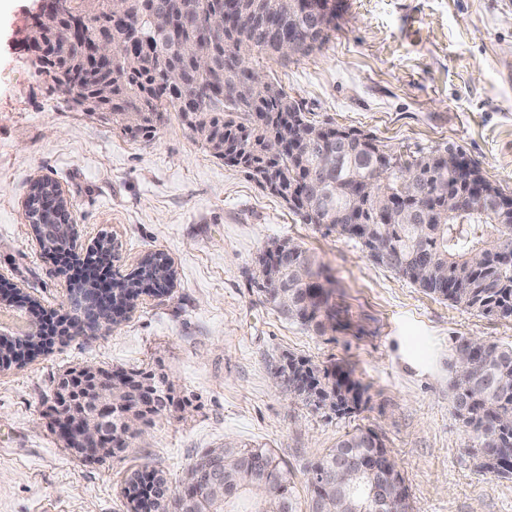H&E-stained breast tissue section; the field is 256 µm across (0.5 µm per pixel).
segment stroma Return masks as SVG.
<instances>
[{"label": "stroma", "mask_w": 512, "mask_h": 512, "mask_svg": "<svg viewBox=\"0 0 512 512\" xmlns=\"http://www.w3.org/2000/svg\"><path fill=\"white\" fill-rule=\"evenodd\" d=\"M323 44L265 73L314 123L376 136L420 155L454 147L512 193V0H341ZM38 0L0 9V274L54 316L72 312V270L36 245L25 216L35 179L63 189L83 241L112 234V271L171 260L176 285L145 296L97 336L55 343L0 369V512H131L130 474L179 479L206 449H272L306 507L305 470L345 433L373 431L397 463L413 512H512V479L480 472L453 414L449 365L463 339L512 344V319L437 298L376 264L355 241L306 224L239 168L211 156L174 111L150 139L71 111L28 61ZM291 241L313 255L329 290L323 331L265 299L259 260ZM297 359L347 368L363 395L336 412L272 381ZM96 364L162 372L185 411L155 420L121 456L88 464L52 432L46 402L68 371Z\"/></svg>", "instance_id": "obj_1"}]
</instances>
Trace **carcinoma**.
<instances>
[{
    "mask_svg": "<svg viewBox=\"0 0 512 512\" xmlns=\"http://www.w3.org/2000/svg\"><path fill=\"white\" fill-rule=\"evenodd\" d=\"M65 10L84 15L85 28L73 38L60 26H31L28 47L56 41L62 56L52 62L61 75L74 73L78 90L92 98L93 110L121 126L125 133L148 139L156 130L162 113L172 109L188 122V128L202 146L217 159L224 152L241 155L239 166L257 183L268 177L290 188L308 180L305 203L317 212L322 223L344 237L356 238L363 225L373 234L374 248L386 255L382 265L424 291L480 314L512 318V219L503 216L496 201L501 189L475 196L460 184L463 175L442 166L440 151L406 158L385 149L376 138L353 130L343 136L307 148V142L322 136L323 127L307 119L300 104L279 84L253 66L254 55L271 56L261 30L246 21L224 30L212 46L204 48L187 31L152 29L149 13L154 8L176 11L185 23L204 19L220 0H63ZM255 4L279 20L285 34L309 38L306 17L295 0H236L239 16ZM140 24L148 36L145 48L125 45L124 25L116 24L112 39L117 55L127 52L133 66H89L84 47L101 21L109 14ZM182 71L180 90L171 94L164 85L165 72ZM250 70L262 80L242 94L244 73ZM187 100L196 101L188 115ZM292 148L274 159L268 156L273 143ZM446 184L465 198L469 211L448 214V201L437 195L436 185ZM387 189L403 193L408 206L385 218L377 216L375 203ZM262 292L268 303L279 308L277 294L288 297L286 318L321 331L328 318L329 292L321 280L315 259L300 245L288 249V261L268 264L263 271ZM473 351L472 367L450 365L448 385L452 409L467 432L482 449L479 467L501 478L512 479V346L478 340L460 343ZM290 390L307 401L328 404L336 411L349 408L360 399V387L349 372L338 368L320 384L312 369L288 361ZM125 403L128 411L142 408L138 388L115 385L88 387L79 403L85 416L98 414L102 401ZM175 397L152 400L146 420L154 422L174 406ZM230 462L224 471L227 486L222 497L200 493L191 501V512H298L291 494L288 468L271 450L224 444ZM256 451L267 456L262 470L253 468L249 457ZM370 451L382 458L400 483L401 471L380 439L369 431L346 435L307 474L312 488L308 512L327 498L336 503V492L325 489L315 474L336 466L339 456ZM176 492L163 472L135 471L127 482L128 501H144L147 512H169L170 497Z\"/></svg>",
    "mask_w": 512,
    "mask_h": 512,
    "instance_id": "carcinoma-1",
    "label": "carcinoma"
}]
</instances>
